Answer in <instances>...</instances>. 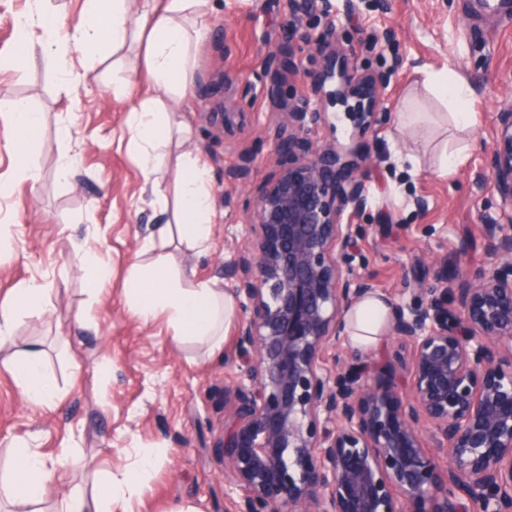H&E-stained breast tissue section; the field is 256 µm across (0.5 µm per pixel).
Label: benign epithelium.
Wrapping results in <instances>:
<instances>
[{"label": "benign epithelium", "instance_id": "benign-epithelium-1", "mask_svg": "<svg viewBox=\"0 0 512 512\" xmlns=\"http://www.w3.org/2000/svg\"><path fill=\"white\" fill-rule=\"evenodd\" d=\"M286 2L285 26L304 32L271 57L268 93L293 128L276 134L282 168L255 197V238L224 270L245 299V380L224 387L216 444L242 491L235 512H512V113L500 117L489 178L509 208L491 261L473 281L442 265L420 301L389 303V335L412 348L400 381L372 384L368 353L328 369L323 350L374 286L353 265L359 165L307 132L325 121L322 103L338 101L358 133L372 131L386 83L336 49L327 0ZM305 53L318 70L300 72ZM284 71L309 79L312 96L285 100ZM243 117L211 113L224 133ZM430 428L443 464L424 445Z\"/></svg>", "mask_w": 512, "mask_h": 512}]
</instances>
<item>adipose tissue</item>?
<instances>
[{
	"instance_id": "adipose-tissue-1",
	"label": "adipose tissue",
	"mask_w": 512,
	"mask_h": 512,
	"mask_svg": "<svg viewBox=\"0 0 512 512\" xmlns=\"http://www.w3.org/2000/svg\"><path fill=\"white\" fill-rule=\"evenodd\" d=\"M207 0H164L162 5L130 19L128 0H85L84 17L74 33L61 34L60 20L51 0H42L38 13H24L18 19L19 42L13 54L0 60V67L27 66L35 53L50 56L76 46L87 56L105 49L124 46L130 35L146 36L143 65L134 70L137 81L146 89L162 90L177 97L192 92L190 75L191 31L202 25ZM56 33L55 41L35 46L34 28ZM0 120L9 124L11 138L6 146L17 154L20 172L33 178L38 167L32 162L31 145L37 139L43 118L40 113H26L18 104H1ZM135 130L144 152L141 163L145 178H152L155 165L150 150L169 134V119L153 99H146L134 113ZM174 168L179 175L176 222L181 238L193 247H204L214 219L209 190V173L198 158L177 155ZM128 290L133 310L149 321L165 315L173 338H188L206 343L211 351L224 346V329L235 315L232 297L226 296L213 282L175 273L165 262L146 270L133 266ZM388 309L380 296L362 299L348 316L351 343L359 348L376 344L387 320ZM15 382L23 399L32 406L47 405L53 390L45 379L41 360L30 354L14 370ZM154 459L141 457L137 466L117 475H107L92 498L75 497L62 503L59 512H112L120 499L134 496ZM55 463L27 447L15 448L11 474L0 480V499L17 505L32 502L37 490L52 479Z\"/></svg>"
}]
</instances>
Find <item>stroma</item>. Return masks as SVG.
I'll return each mask as SVG.
<instances>
[{"label": "stroma", "mask_w": 512, "mask_h": 512, "mask_svg": "<svg viewBox=\"0 0 512 512\" xmlns=\"http://www.w3.org/2000/svg\"><path fill=\"white\" fill-rule=\"evenodd\" d=\"M338 46L387 84L385 121L353 138L343 105H326L327 120L309 133L318 143L383 152L381 167L364 166L367 209L360 215L355 264L377 295L410 300L434 285L443 262H463L469 276L488 263L504 221V205L489 187L495 131L512 113V8L495 11L479 0H331ZM208 28L191 44L192 96L166 98L172 131L155 147L157 179L173 188L167 159L198 157L210 172L213 209L209 244L199 251L179 236L153 242L152 231L172 221L173 205L145 185L132 112L147 93L129 72L143 62L145 43L129 39L114 53L64 60L35 56L20 70H0V102H22L41 112L34 145L39 177L19 174L6 151L0 124V227L11 251L0 256V305H16L32 280L51 289L19 307L16 345L0 352V468L8 469L12 443L47 458L70 449L67 463L40 490L38 506L53 512L76 492L92 494L104 471L120 473L144 453L155 454L126 512H232L231 489L216 447L224 424V388L238 370L224 367L238 355L237 324L224 350L176 343L165 317L142 321L127 298L135 263L163 256L178 271L223 282L224 267L252 238L254 198L278 170V127L288 114L273 106L267 88L269 55L286 44L285 0H208ZM237 73L226 93L224 71ZM461 80L471 88L468 126L455 122L436 85ZM247 114L244 132L223 135L210 120L220 102ZM250 149L252 164L241 152ZM452 172L441 175L444 155ZM424 207H417V200ZM471 249L459 257L461 240ZM107 270L99 292L86 285L90 258ZM30 345L42 351L55 397L35 409L19 393L7 358Z\"/></svg>", "instance_id": "obj_1"}]
</instances>
